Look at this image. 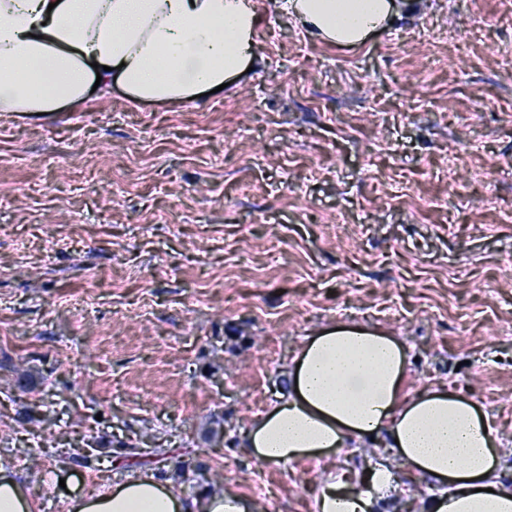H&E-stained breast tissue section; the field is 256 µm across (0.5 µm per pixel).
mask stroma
Returning a JSON list of instances; mask_svg holds the SVG:
<instances>
[{
  "label": "stroma",
  "instance_id": "1",
  "mask_svg": "<svg viewBox=\"0 0 512 512\" xmlns=\"http://www.w3.org/2000/svg\"><path fill=\"white\" fill-rule=\"evenodd\" d=\"M252 3L253 69L221 91L0 112V463L41 512L129 475L59 450L141 432L187 495L313 512L368 447L277 467L242 443L336 324L396 336L412 391L474 402L512 480V0H423L356 48ZM18 369L46 385L19 394Z\"/></svg>",
  "mask_w": 512,
  "mask_h": 512
}]
</instances>
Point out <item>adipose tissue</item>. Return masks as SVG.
<instances>
[{
	"label": "adipose tissue",
	"mask_w": 512,
	"mask_h": 512,
	"mask_svg": "<svg viewBox=\"0 0 512 512\" xmlns=\"http://www.w3.org/2000/svg\"><path fill=\"white\" fill-rule=\"evenodd\" d=\"M423 0H283L310 35L356 48ZM260 17L250 0H0V112L77 109L118 85L137 102L181 103L246 70ZM408 357L359 325L306 337L285 386L245 434L260 463L317 459L363 441L386 447L361 480L331 478L316 512H382L401 475L429 485L421 512H512L490 420L443 389L410 392ZM0 512H39L25 480L0 465ZM68 512H258L233 488L189 496L153 473L71 499Z\"/></svg>",
	"instance_id": "adipose-tissue-1"
}]
</instances>
